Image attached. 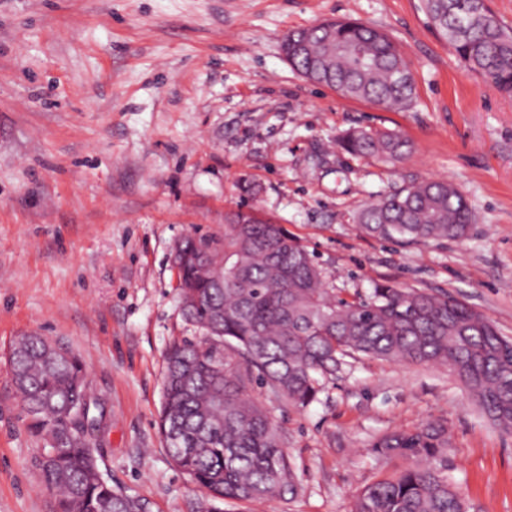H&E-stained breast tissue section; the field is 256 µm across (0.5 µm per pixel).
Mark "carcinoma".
Instances as JSON below:
<instances>
[{"instance_id":"carcinoma-1","label":"carcinoma","mask_w":512,"mask_h":512,"mask_svg":"<svg viewBox=\"0 0 512 512\" xmlns=\"http://www.w3.org/2000/svg\"><path fill=\"white\" fill-rule=\"evenodd\" d=\"M424 8L461 61L512 95V31L488 6L424 0ZM331 40L345 51L326 59ZM286 41L292 68L345 97L400 108L413 100L402 53L378 29L329 19ZM339 146L380 162L409 149L400 134L375 129L350 131ZM358 222L371 236L426 245L464 240L476 217L452 183L428 180L366 203ZM180 249L182 316L201 335L169 347L158 427L171 461L202 492L199 512L295 495L279 426L254 387L304 409L359 354L447 368L494 425L512 431V338L465 302L392 284L338 299L306 247L254 209L226 214L224 237L189 235ZM8 362L26 427L43 443L35 465L56 512H145L100 470L107 414L81 359L64 347L50 355L42 337L27 335ZM448 447L444 422L381 435L373 452L408 466L360 490L354 512H464Z\"/></svg>"}]
</instances>
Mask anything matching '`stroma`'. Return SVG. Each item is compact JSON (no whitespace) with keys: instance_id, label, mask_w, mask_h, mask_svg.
<instances>
[{"instance_id":"1","label":"stroma","mask_w":512,"mask_h":512,"mask_svg":"<svg viewBox=\"0 0 512 512\" xmlns=\"http://www.w3.org/2000/svg\"><path fill=\"white\" fill-rule=\"evenodd\" d=\"M342 17L396 42L409 107L342 97L284 60L286 34ZM360 127L411 151L352 157L338 140ZM441 179L477 216L466 239L405 246L358 224L365 203ZM242 205L313 251L338 297L448 294L512 338V96L456 57L422 0H0V512H54L6 361L27 334L84 362L108 413L105 478L148 512H197L158 430L169 346L197 334L169 257ZM266 404L297 492L224 512H352L402 466L374 440L431 421L450 429L468 512H512V434L446 368L360 357L308 408Z\"/></svg>"}]
</instances>
